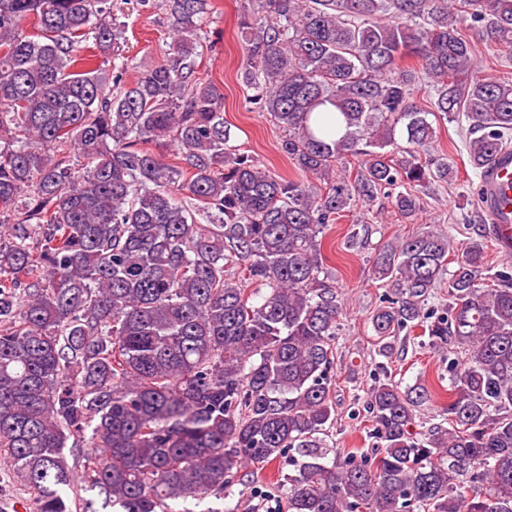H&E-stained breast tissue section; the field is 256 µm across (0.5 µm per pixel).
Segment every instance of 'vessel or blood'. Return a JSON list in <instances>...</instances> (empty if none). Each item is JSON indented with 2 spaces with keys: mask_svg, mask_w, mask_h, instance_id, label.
<instances>
[{
  "mask_svg": "<svg viewBox=\"0 0 512 512\" xmlns=\"http://www.w3.org/2000/svg\"><path fill=\"white\" fill-rule=\"evenodd\" d=\"M478 200L490 218L497 245L512 252V153L498 156L482 173Z\"/></svg>",
  "mask_w": 512,
  "mask_h": 512,
  "instance_id": "vessel-or-blood-1",
  "label": "vessel or blood"
}]
</instances>
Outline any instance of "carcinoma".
Returning a JSON list of instances; mask_svg holds the SVG:
<instances>
[{
	"label": "carcinoma",
	"mask_w": 512,
	"mask_h": 512,
	"mask_svg": "<svg viewBox=\"0 0 512 512\" xmlns=\"http://www.w3.org/2000/svg\"><path fill=\"white\" fill-rule=\"evenodd\" d=\"M108 2L0 0V214L21 215L0 225V451L35 512H96L84 492L192 512L179 502L284 457L286 512H512V266L484 279V241L432 231L379 251L380 351L420 326L467 356L448 350V426L421 440L432 394L376 379L384 447L357 456L324 442L342 309L318 241L355 202L386 190L412 218L448 183L452 160H420L432 116L466 122L476 173L512 145V79L475 75L464 31L512 56V0H244L239 80L288 131L295 180L231 144L224 93L198 77L209 0H163L167 58L131 83ZM84 48L112 77L74 70ZM446 274L448 304L425 309Z\"/></svg>",
	"instance_id": "cac0c4a2"
}]
</instances>
